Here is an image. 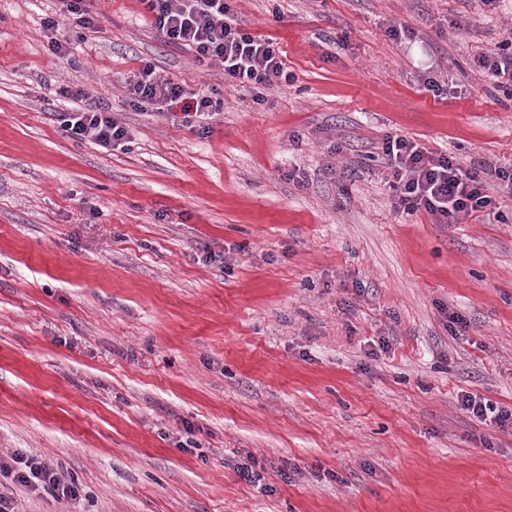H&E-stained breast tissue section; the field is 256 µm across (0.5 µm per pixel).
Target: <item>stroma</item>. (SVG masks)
Returning <instances> with one entry per match:
<instances>
[{
  "label": "stroma",
  "instance_id": "35a3bbf8",
  "mask_svg": "<svg viewBox=\"0 0 512 512\" xmlns=\"http://www.w3.org/2000/svg\"><path fill=\"white\" fill-rule=\"evenodd\" d=\"M91 7L60 59L57 0H0V455L81 488L20 491L25 512H512V429L457 400L512 408V202L401 217L374 159L393 134L512 163V99L473 63L512 0H232L287 67L259 104L137 0ZM145 60L220 90L209 132L130 102ZM65 86L128 146L68 137Z\"/></svg>",
  "mask_w": 512,
  "mask_h": 512
}]
</instances>
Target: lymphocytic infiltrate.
<instances>
[{"label": "lymphocytic infiltrate", "instance_id": "1", "mask_svg": "<svg viewBox=\"0 0 512 512\" xmlns=\"http://www.w3.org/2000/svg\"><path fill=\"white\" fill-rule=\"evenodd\" d=\"M152 25L171 44L193 48L199 64L217 67L224 81L249 89L254 102L287 76L282 52L269 39L254 36L237 25L227 0H141ZM127 96L143 111L161 114L165 107H183L186 126L206 132L224 105L217 89L191 88L158 75L152 63H144L126 80ZM70 98V111L60 113L68 136L115 150L131 140L129 128L112 113L90 101L84 90L61 88ZM379 156L390 173L387 181L396 213L423 212L434 223L460 222L482 212L495 219L503 213L490 193L499 188L512 195V169L486 161L481 167L463 166L448 154L426 153L402 136L386 135ZM0 477L30 490L42 489L60 500L80 497V488L65 480L41 457L16 452L0 456Z\"/></svg>", "mask_w": 512, "mask_h": 512}]
</instances>
